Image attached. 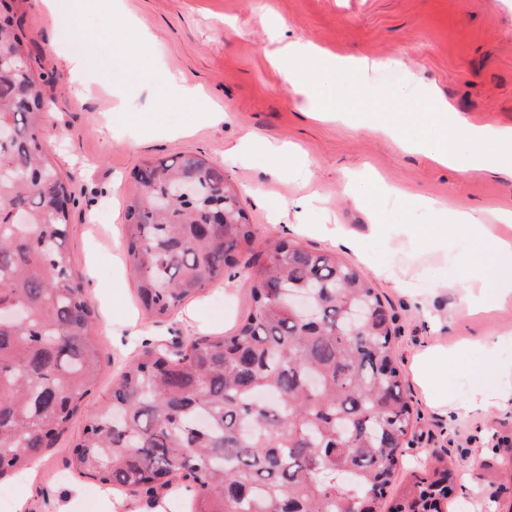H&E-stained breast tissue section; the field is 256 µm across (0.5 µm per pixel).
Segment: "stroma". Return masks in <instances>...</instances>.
I'll return each mask as SVG.
<instances>
[{
	"label": "stroma",
	"mask_w": 512,
	"mask_h": 512,
	"mask_svg": "<svg viewBox=\"0 0 512 512\" xmlns=\"http://www.w3.org/2000/svg\"><path fill=\"white\" fill-rule=\"evenodd\" d=\"M120 7L112 15L108 0H88L67 23L51 25L40 19V0H17L33 65L50 79L43 149L74 200L69 250L93 312L101 365L67 430L26 476H1L0 490L26 499V512H96L102 486L69 466L86 416L146 348L174 352L189 337L230 335L252 305L253 283L243 266L267 237L279 236L337 252L362 269L396 318L394 351L417 417L396 488L419 475L430 455H441L464 490L480 489L476 496L463 491L449 497L443 512H512V413H442L428 404L410 371L420 350L463 344V360L449 366L443 385L463 398L475 382L490 380L494 362L512 360V295L472 312L459 289L430 290L433 281L457 277L447 252L397 254L373 231L377 224L446 223L444 208L452 200L512 213V175L464 176L354 121L300 112L299 99L272 63L284 44L309 43L375 63L370 77L342 76L338 105L396 121L401 113L428 110L437 97L448 101L460 126H512V0H121ZM127 20L153 35L152 66L126 58L120 46L102 44L82 76L69 72L64 60L83 35ZM171 74L197 88L198 96H177L167 81ZM214 110L223 112L222 120H207ZM246 132L267 145L294 146L311 177L294 178L276 155H228ZM188 152L223 166L260 232L238 268L175 313L159 322L145 317L129 323L128 313L140 309L124 261L133 172L143 162ZM358 176L377 178L395 196L372 190L355 197L347 185ZM306 224L342 225L360 249L337 248L328 236L303 232ZM394 265L418 270L412 288L393 286Z\"/></svg>",
	"instance_id": "35a3bbf8"
}]
</instances>
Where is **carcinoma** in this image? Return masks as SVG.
I'll return each mask as SVG.
<instances>
[{
    "label": "carcinoma",
    "mask_w": 512,
    "mask_h": 512,
    "mask_svg": "<svg viewBox=\"0 0 512 512\" xmlns=\"http://www.w3.org/2000/svg\"><path fill=\"white\" fill-rule=\"evenodd\" d=\"M14 0H0V475L26 472L95 385L100 353L68 248L69 185L42 148L46 82ZM203 176L234 192L154 200ZM125 249L146 315L168 317L238 266L258 229L224 168L192 154L134 173ZM20 209L25 224L11 214ZM252 305L234 333L148 349L112 384L73 449V468L118 491L152 492L181 478L188 512H377L414 425L393 348L394 316L367 274L334 253L270 238L249 262ZM305 288L300 313L289 292ZM352 310L364 335H341ZM454 474L440 458L403 487L393 512H441Z\"/></svg>",
    "instance_id": "carcinoma-1"
}]
</instances>
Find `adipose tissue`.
<instances>
[{
    "instance_id": "adipose-tissue-1",
    "label": "adipose tissue",
    "mask_w": 512,
    "mask_h": 512,
    "mask_svg": "<svg viewBox=\"0 0 512 512\" xmlns=\"http://www.w3.org/2000/svg\"><path fill=\"white\" fill-rule=\"evenodd\" d=\"M114 40L122 44L127 56L144 64L149 63L147 49L152 42L150 35L128 22L120 28L108 26L90 35L81 43L79 50L67 58V68L74 73L80 72L99 43ZM277 61L289 91L302 96L311 112L335 111L337 77L349 70L363 73L369 68L368 62L362 60L317 55L310 45L298 42L282 46L277 53ZM407 123L419 127L418 136L407 142L409 148L423 152L430 159L460 174L467 175L474 171L512 172V127L468 125L466 136L475 149L468 156H461L456 146V119L451 107L444 101L433 102L429 111L422 114L407 113L402 122L391 125H383L370 118L366 121V127L371 132L396 137ZM489 141L503 144V151H482V144ZM448 219L445 225L395 228L380 224L376 230L394 240L397 249L429 250L443 247L449 227L463 228L476 245L469 255L456 254L452 257L463 271L458 286L464 299L473 307L480 308L488 298L512 294V240L494 236L481 216L473 210L449 205ZM462 354L463 350L459 347L448 350L431 346L415 355L412 372L422 385L428 402L451 415L464 409L491 406L512 412V362L495 364L493 384H477L462 403L439 383L436 367L458 361Z\"/></svg>"
}]
</instances>
